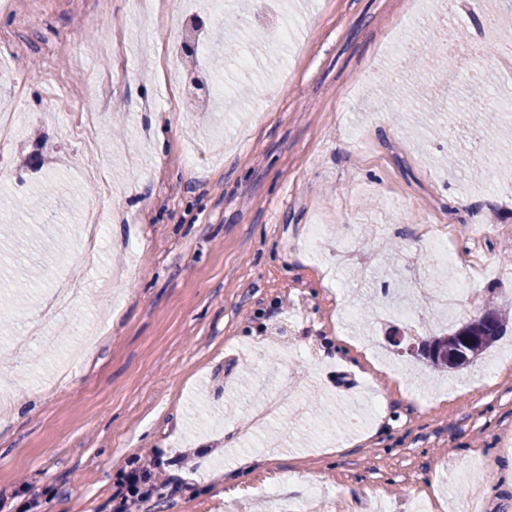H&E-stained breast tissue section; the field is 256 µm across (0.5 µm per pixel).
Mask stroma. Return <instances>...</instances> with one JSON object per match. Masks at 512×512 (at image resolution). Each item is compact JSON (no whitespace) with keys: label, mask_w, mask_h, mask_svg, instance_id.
<instances>
[{"label":"stroma","mask_w":512,"mask_h":512,"mask_svg":"<svg viewBox=\"0 0 512 512\" xmlns=\"http://www.w3.org/2000/svg\"><path fill=\"white\" fill-rule=\"evenodd\" d=\"M490 14L512 30V0H279L229 29L187 0H0V109L25 124L0 139V279L38 282L0 323V512H112L148 451L166 483L139 512H463L480 462L485 506L512 512L491 469L512 463V324L445 373L418 353L448 329L438 304L413 325L389 310L442 224L471 293L457 322L512 315V122L487 153L466 99L485 71L512 95V42L478 36ZM446 28L458 59L405 111L406 53ZM63 282L83 292L57 311ZM248 453L266 464L217 483Z\"/></svg>","instance_id":"35a3bbf8"}]
</instances>
